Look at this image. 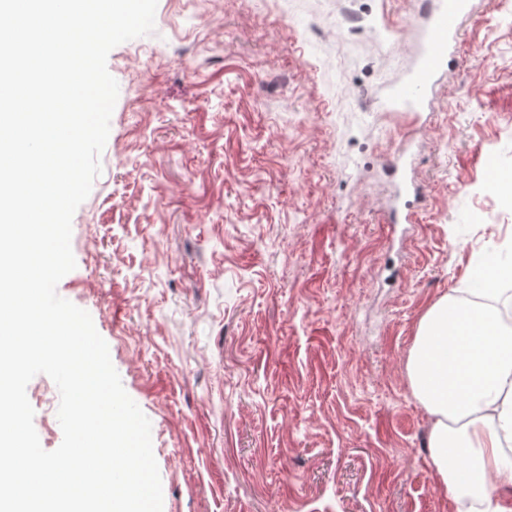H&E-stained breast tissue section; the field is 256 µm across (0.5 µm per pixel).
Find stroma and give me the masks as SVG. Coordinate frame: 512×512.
<instances>
[{
    "mask_svg": "<svg viewBox=\"0 0 512 512\" xmlns=\"http://www.w3.org/2000/svg\"><path fill=\"white\" fill-rule=\"evenodd\" d=\"M158 0L116 46L102 173L58 294L86 310L151 422L163 512H457L406 363L474 257L512 246V20L474 0L431 112L380 100L410 68L416 0ZM411 139L425 200L391 224ZM42 447L62 442L44 374Z\"/></svg>",
    "mask_w": 512,
    "mask_h": 512,
    "instance_id": "1",
    "label": "stroma"
}]
</instances>
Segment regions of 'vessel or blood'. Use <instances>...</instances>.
<instances>
[{
    "instance_id": "1",
    "label": "vessel or blood",
    "mask_w": 512,
    "mask_h": 512,
    "mask_svg": "<svg viewBox=\"0 0 512 512\" xmlns=\"http://www.w3.org/2000/svg\"><path fill=\"white\" fill-rule=\"evenodd\" d=\"M421 50L409 76L394 85L386 107L394 112H423L440 76L454 61L471 0H426Z\"/></svg>"
}]
</instances>
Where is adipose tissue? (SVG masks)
<instances>
[{
	"label": "adipose tissue",
	"mask_w": 512,
	"mask_h": 512,
	"mask_svg": "<svg viewBox=\"0 0 512 512\" xmlns=\"http://www.w3.org/2000/svg\"><path fill=\"white\" fill-rule=\"evenodd\" d=\"M416 396L433 417L429 433L435 474L449 490L474 487L512 512V330L490 305L448 298L421 317L407 363Z\"/></svg>",
	"instance_id": "obj_1"
}]
</instances>
